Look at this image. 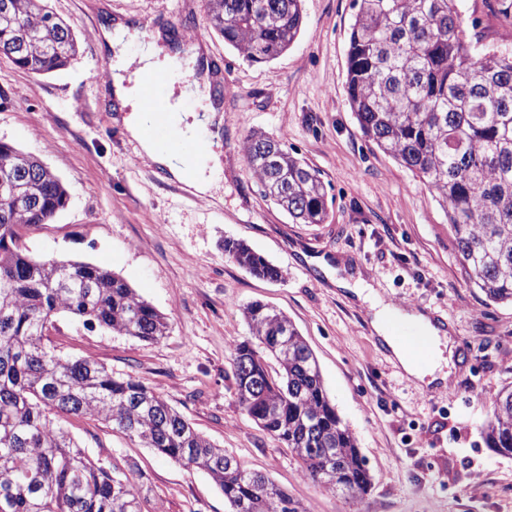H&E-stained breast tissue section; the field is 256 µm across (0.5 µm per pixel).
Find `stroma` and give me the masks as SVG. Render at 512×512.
I'll use <instances>...</instances> for the list:
<instances>
[{"label": "stroma", "instance_id": "obj_1", "mask_svg": "<svg viewBox=\"0 0 512 512\" xmlns=\"http://www.w3.org/2000/svg\"><path fill=\"white\" fill-rule=\"evenodd\" d=\"M70 25L79 53L36 74L0 57V141L40 159L69 202L28 232L42 256L105 267L165 314L166 335L145 342L55 318L56 354L130 374L164 397L204 437L286 489L303 512H512V457L487 448L482 428L512 385V304L488 302L466 280L448 216L419 178L362 134L346 85L353 0H303L293 45L252 63L212 28L204 0H47ZM463 24L512 50V23L485 0H459ZM122 14L194 32L223 63V123L214 150L222 203L197 195L159 166L116 121L106 94L110 59L101 23ZM262 131L317 169L327 219L296 224L264 198L244 142ZM248 243L278 266L270 281L239 267L224 242ZM362 277L380 299L442 322L455 344L448 378L426 386L382 349L369 304L335 278ZM261 302L284 313L316 356L326 392L357 439L372 475L360 500L305 476L284 444L240 409L230 363L249 338L243 311ZM65 426L98 465L133 469L167 512H227L205 473L184 469L88 418Z\"/></svg>", "mask_w": 512, "mask_h": 512}]
</instances>
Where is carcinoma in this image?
Returning <instances> with one entry per match:
<instances>
[{
    "label": "carcinoma",
    "instance_id": "cac0c4a2",
    "mask_svg": "<svg viewBox=\"0 0 512 512\" xmlns=\"http://www.w3.org/2000/svg\"><path fill=\"white\" fill-rule=\"evenodd\" d=\"M303 0H205L212 28L254 63L287 51ZM459 0H354L347 92L360 129L411 170L448 214L469 283L492 303L512 304V52L469 37ZM79 52L70 26L46 0H0V56L37 74L63 69ZM261 194L298 224L327 217L318 170L264 132L246 143ZM68 194L36 158L0 141V512H157L144 483L95 465L60 417L96 418L188 470L206 472L228 512H301L288 492L202 436L164 398L130 374L65 359L46 343L60 313L147 342L166 317L110 270L58 262L24 239L54 221ZM224 253L252 274L281 272L248 245ZM252 339L235 345L232 377L241 410L290 448L302 471L352 500L371 486L356 439L324 388L318 362L284 314L244 309ZM279 370L271 373L267 359ZM248 364L249 369L242 368ZM487 447L512 456V388L496 398Z\"/></svg>",
    "mask_w": 512,
    "mask_h": 512
}]
</instances>
